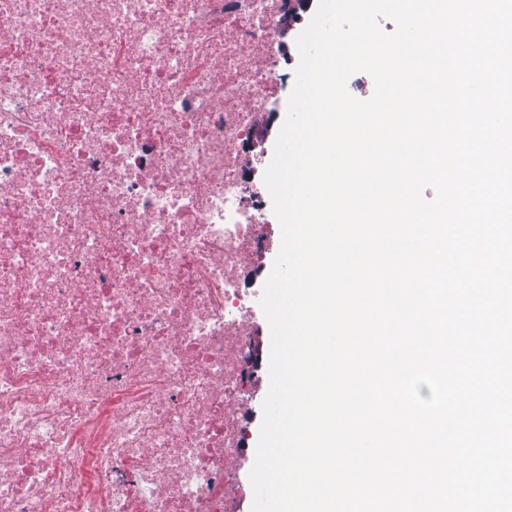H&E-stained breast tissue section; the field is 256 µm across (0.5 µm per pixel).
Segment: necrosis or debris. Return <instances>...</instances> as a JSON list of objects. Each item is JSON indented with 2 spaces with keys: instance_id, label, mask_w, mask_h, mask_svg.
I'll use <instances>...</instances> for the list:
<instances>
[{
  "instance_id": "1",
  "label": "necrosis or debris",
  "mask_w": 512,
  "mask_h": 512,
  "mask_svg": "<svg viewBox=\"0 0 512 512\" xmlns=\"http://www.w3.org/2000/svg\"><path fill=\"white\" fill-rule=\"evenodd\" d=\"M285 0H0V512H224Z\"/></svg>"
}]
</instances>
